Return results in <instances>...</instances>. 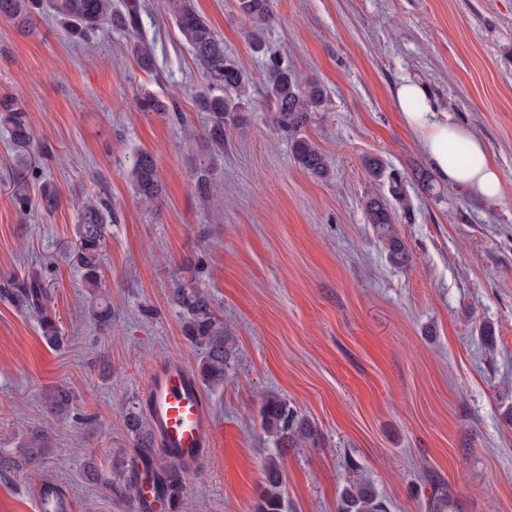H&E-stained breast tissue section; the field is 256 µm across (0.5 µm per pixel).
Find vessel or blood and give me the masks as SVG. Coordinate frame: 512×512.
I'll use <instances>...</instances> for the list:
<instances>
[{
	"label": "vessel or blood",
	"instance_id": "b4317fda",
	"mask_svg": "<svg viewBox=\"0 0 512 512\" xmlns=\"http://www.w3.org/2000/svg\"><path fill=\"white\" fill-rule=\"evenodd\" d=\"M145 395L160 451L202 462L215 442L216 424L189 367L177 360L158 365L147 378Z\"/></svg>",
	"mask_w": 512,
	"mask_h": 512
}]
</instances>
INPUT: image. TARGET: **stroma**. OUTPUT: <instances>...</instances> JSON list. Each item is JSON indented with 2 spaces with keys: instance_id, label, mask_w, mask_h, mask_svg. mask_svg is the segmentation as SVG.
<instances>
[{
  "instance_id": "obj_1",
  "label": "stroma",
  "mask_w": 512,
  "mask_h": 512,
  "mask_svg": "<svg viewBox=\"0 0 512 512\" xmlns=\"http://www.w3.org/2000/svg\"><path fill=\"white\" fill-rule=\"evenodd\" d=\"M140 3L150 73L125 33L79 44L50 17L28 35L0 17V94L23 102L50 153L29 193L45 181L58 192L52 211L14 207L0 130V283L38 272L62 324L47 343L36 316L0 298V453L36 435L45 447L35 470L0 475V512H33L44 478L73 512H133L121 491L135 448L125 420L141 413L153 368L200 358L170 301L179 283L211 294L233 352L223 387L205 393L216 441L184 476L182 512H256L264 462L278 453L286 512H338L356 479L388 512H432L435 478L448 487L441 512H512V0H272L259 53L234 0H196L250 81L249 124L225 129L220 147L167 0ZM271 55L323 90L302 134L326 155L329 178L299 169L271 120ZM406 80L485 143L502 197L439 178L422 189L415 175L431 165L395 100ZM144 91L173 98L182 119L140 112ZM141 151L165 187L151 207L132 183ZM370 156L402 178L390 204L404 267L365 218L366 195L389 191L367 174ZM89 197L117 214L102 252L107 331L89 319L67 248ZM60 387L72 405L58 415L49 398ZM270 394L314 424L315 446L283 449L262 431ZM90 458L113 489L81 480Z\"/></svg>"
}]
</instances>
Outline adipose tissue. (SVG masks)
Here are the masks:
<instances>
[{"mask_svg":"<svg viewBox=\"0 0 512 512\" xmlns=\"http://www.w3.org/2000/svg\"><path fill=\"white\" fill-rule=\"evenodd\" d=\"M396 103L405 125L421 135L425 153L438 177L489 200L501 197L503 188L483 141L462 127L439 119L422 85L412 81L400 84ZM458 145L465 147L466 158L450 163L448 152Z\"/></svg>","mask_w":512,"mask_h":512,"instance_id":"ef3b65f1","label":"adipose tissue"}]
</instances>
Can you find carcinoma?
I'll list each match as a JSON object with an SVG mask.
<instances>
[{
  "label": "carcinoma",
  "instance_id": "carcinoma-1",
  "mask_svg": "<svg viewBox=\"0 0 512 512\" xmlns=\"http://www.w3.org/2000/svg\"><path fill=\"white\" fill-rule=\"evenodd\" d=\"M168 7L183 40L190 47L208 84L206 93L198 100L202 111L211 116L208 130L210 140L224 145V127L240 129L247 126L248 118L243 99L249 79L237 61L224 51V42L214 32L208 20L199 13L195 0H168ZM235 7L248 23L249 34L258 37L272 20L271 0H236ZM49 13L59 20L68 36L89 43L97 32L108 26L132 36V51L139 66L153 68V40L142 23L140 6L136 3L118 10L112 0H0V15L8 18L20 32L33 25L38 13ZM270 76L263 95L273 112L275 126L291 142L294 162L303 171L319 178L329 176V165L323 151L311 140L301 136L304 126L311 120L323 100L319 86L302 85L295 73L274 57H269ZM142 112H172L180 118L173 102L144 93L138 100ZM0 126L10 136L12 152L19 177L12 192L16 208L29 210L30 197L22 174L38 171L36 156L45 155L34 143L28 112L11 95L0 96ZM133 186L140 200L153 205L163 193V183L152 154L137 155L132 169ZM366 219L381 237L389 242V259L395 265L409 262L410 254L402 241L395 237L394 211L387 198L372 193L364 201ZM112 222V209L103 202L89 198L81 206L75 225L74 258L82 270L84 287L96 293L101 287V256L107 224ZM6 294L22 310L40 317L43 335L48 341L57 340L59 327L46 314L47 292L39 275L7 282ZM172 302L186 319L185 336L202 350V357L193 376L201 388H217L224 384L225 371L231 359L230 347L219 322L211 296L201 288L181 284L172 289ZM91 319L101 329L112 326V308L107 303L91 307ZM128 430L136 440L135 454L130 469L124 476V495L134 508L145 512V503L136 494L144 478L153 484L154 493L166 500L170 509L179 508L183 493L184 474L192 465L182 458L169 457L157 451L149 419L132 413L126 419ZM260 425L280 447L296 446L301 442H315L312 423L297 414L288 400L269 396L260 406ZM43 449L35 443L25 444L10 453L0 455V473L30 468L36 464ZM283 477L282 456H272L264 465L265 488L256 512H283L281 495ZM82 479L90 485H108L98 465L90 460L83 469ZM340 512H387L385 503L364 483L354 481L341 495Z\"/></svg>",
  "mask_w": 512,
  "mask_h": 512
}]
</instances>
